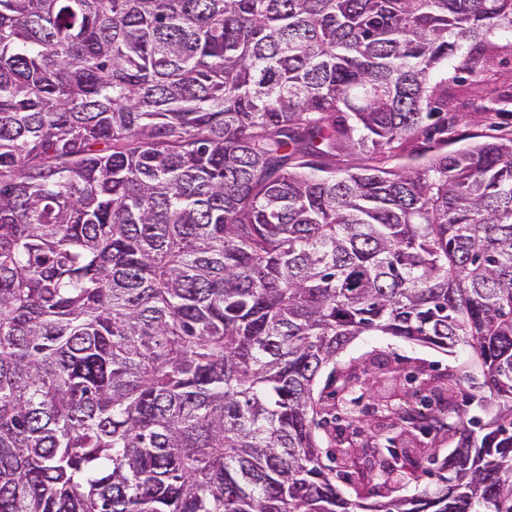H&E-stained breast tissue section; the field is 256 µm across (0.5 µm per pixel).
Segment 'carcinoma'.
I'll use <instances>...</instances> for the list:
<instances>
[{
  "label": "carcinoma",
  "mask_w": 512,
  "mask_h": 512,
  "mask_svg": "<svg viewBox=\"0 0 512 512\" xmlns=\"http://www.w3.org/2000/svg\"><path fill=\"white\" fill-rule=\"evenodd\" d=\"M509 54L512 0H0V512H512ZM360 336L500 401L432 378L383 501L315 433ZM373 350L395 353L401 358L403 366L409 362H418L422 365L428 376L453 373L467 370L477 381L481 382V371L475 366L467 368L466 356L464 354L451 355L440 349H433L418 345L409 344L391 336H360L344 350L338 361L344 363L350 358H357L372 352ZM468 393H475V390H471L468 383H464L463 386L458 390L454 383L448 386V390L443 396L441 402L442 407L446 408L447 421H453L458 418L455 410H468L469 416L475 414L483 418L486 422L492 417L498 410V405L494 401L485 402V408L480 409L476 404L472 406H465V399Z\"/></svg>",
  "instance_id": "cac0c4a2"
}]
</instances>
